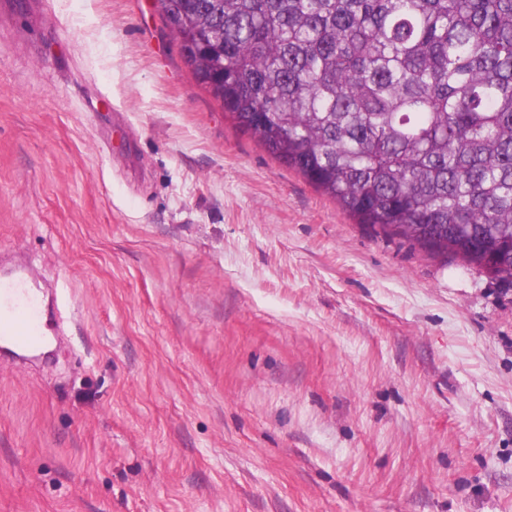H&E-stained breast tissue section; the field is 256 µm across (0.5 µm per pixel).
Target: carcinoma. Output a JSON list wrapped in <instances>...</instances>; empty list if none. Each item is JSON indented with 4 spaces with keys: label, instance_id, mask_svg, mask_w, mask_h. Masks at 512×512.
Returning <instances> with one entry per match:
<instances>
[{
    "label": "carcinoma",
    "instance_id": "obj_1",
    "mask_svg": "<svg viewBox=\"0 0 512 512\" xmlns=\"http://www.w3.org/2000/svg\"><path fill=\"white\" fill-rule=\"evenodd\" d=\"M196 81L387 239L512 285V0H155Z\"/></svg>",
    "mask_w": 512,
    "mask_h": 512
}]
</instances>
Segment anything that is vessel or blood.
Returning a JSON list of instances; mask_svg holds the SVG:
<instances>
[{"instance_id": "vessel-or-blood-1", "label": "vessel or blood", "mask_w": 512, "mask_h": 512, "mask_svg": "<svg viewBox=\"0 0 512 512\" xmlns=\"http://www.w3.org/2000/svg\"><path fill=\"white\" fill-rule=\"evenodd\" d=\"M3 295L8 301L0 303V348H37L44 336L39 297L26 289L0 284Z\"/></svg>"}]
</instances>
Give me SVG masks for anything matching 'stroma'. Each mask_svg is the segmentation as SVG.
Listing matches in <instances>:
<instances>
[{"mask_svg":"<svg viewBox=\"0 0 512 512\" xmlns=\"http://www.w3.org/2000/svg\"><path fill=\"white\" fill-rule=\"evenodd\" d=\"M0 512H512V286L377 236L152 0H0ZM8 297L2 303V296ZM41 303L37 295L25 288L0 282V344L1 349H35L43 340Z\"/></svg>","mask_w":512,"mask_h":512,"instance_id":"35a3bbf8","label":"stroma"}]
</instances>
